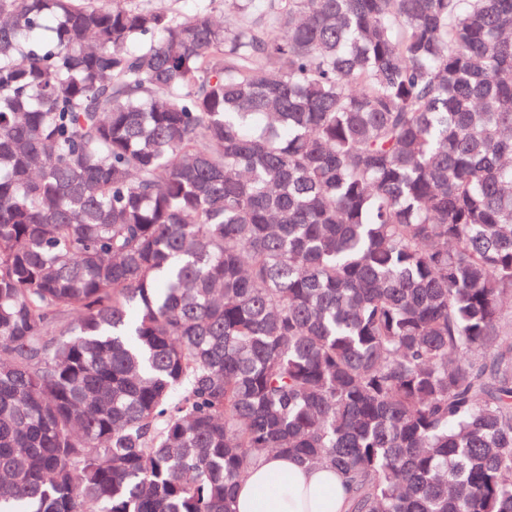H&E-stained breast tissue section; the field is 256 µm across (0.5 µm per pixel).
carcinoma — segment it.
Instances as JSON below:
<instances>
[{"mask_svg":"<svg viewBox=\"0 0 512 512\" xmlns=\"http://www.w3.org/2000/svg\"><path fill=\"white\" fill-rule=\"evenodd\" d=\"M0 0V512H512V0ZM272 482L276 490L269 491ZM350 487L336 470L308 466L286 454H269L238 487L235 512H346Z\"/></svg>","mask_w":512,"mask_h":512,"instance_id":"carcinoma-1","label":"carcinoma"}]
</instances>
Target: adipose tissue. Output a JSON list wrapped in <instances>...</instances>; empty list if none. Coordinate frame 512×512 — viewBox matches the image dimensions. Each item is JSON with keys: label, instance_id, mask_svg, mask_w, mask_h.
<instances>
[{"label": "adipose tissue", "instance_id": "ef3b65f1", "mask_svg": "<svg viewBox=\"0 0 512 512\" xmlns=\"http://www.w3.org/2000/svg\"><path fill=\"white\" fill-rule=\"evenodd\" d=\"M350 487L336 470L308 466L285 454H269L238 487L235 512H346Z\"/></svg>", "mask_w": 512, "mask_h": 512}]
</instances>
